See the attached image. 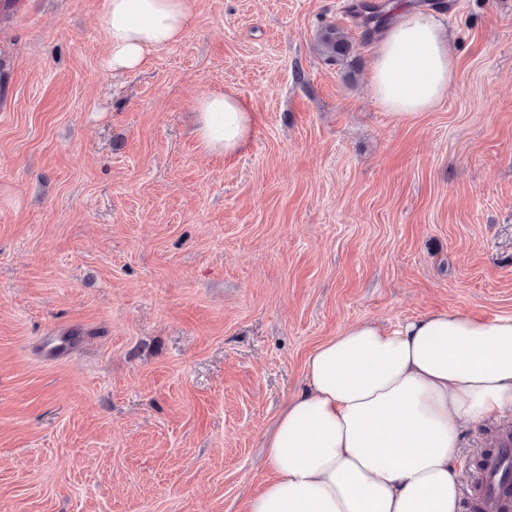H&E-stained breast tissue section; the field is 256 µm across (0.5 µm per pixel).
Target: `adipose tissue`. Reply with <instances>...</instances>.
<instances>
[{"instance_id": "1", "label": "adipose tissue", "mask_w": 512, "mask_h": 512, "mask_svg": "<svg viewBox=\"0 0 512 512\" xmlns=\"http://www.w3.org/2000/svg\"><path fill=\"white\" fill-rule=\"evenodd\" d=\"M193 11L194 0H106L109 68L134 70L180 42ZM455 67L442 23L398 0L375 45L377 101L400 119L429 111ZM197 113L206 150L244 148L253 117L235 93L203 98ZM306 371L266 443L273 478L249 512H459L461 432L512 411V317L361 322L317 347Z\"/></svg>"}]
</instances>
